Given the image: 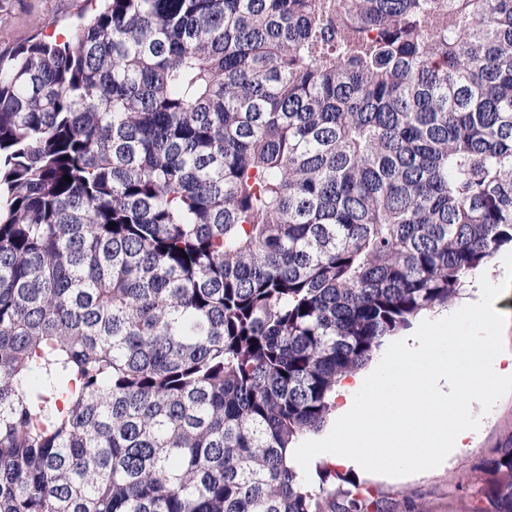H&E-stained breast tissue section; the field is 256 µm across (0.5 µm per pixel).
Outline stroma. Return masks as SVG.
Returning <instances> with one entry per match:
<instances>
[{"mask_svg": "<svg viewBox=\"0 0 512 512\" xmlns=\"http://www.w3.org/2000/svg\"><path fill=\"white\" fill-rule=\"evenodd\" d=\"M89 0H0V49L11 48L39 33L50 36L70 32L80 13L89 11ZM512 266V248L503 247L490 267L482 273L500 293L499 335L505 353H512V288L502 280L505 267ZM480 423L473 439L458 449L450 466L391 479L379 474L358 472L342 466L323 471V459L313 449L320 440L312 433L297 454L301 472L316 486L344 491L351 485L368 487L385 501L388 512H462L477 489V468L494 449L512 445V384L503 386L492 407H479Z\"/></svg>", "mask_w": 512, "mask_h": 512, "instance_id": "obj_1", "label": "stroma"}]
</instances>
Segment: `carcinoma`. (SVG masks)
<instances>
[{
    "label": "carcinoma",
    "instance_id": "cac0c4a2",
    "mask_svg": "<svg viewBox=\"0 0 512 512\" xmlns=\"http://www.w3.org/2000/svg\"><path fill=\"white\" fill-rule=\"evenodd\" d=\"M507 243L512 0H103L0 50V512H385L294 451Z\"/></svg>",
    "mask_w": 512,
    "mask_h": 512
}]
</instances>
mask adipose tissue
Returning <instances> with one entry per match:
<instances>
[{
    "label": "adipose tissue",
    "instance_id": "obj_1",
    "mask_svg": "<svg viewBox=\"0 0 512 512\" xmlns=\"http://www.w3.org/2000/svg\"><path fill=\"white\" fill-rule=\"evenodd\" d=\"M462 318L480 335L444 322L409 334L386 353L372 377L356 374L336 387L341 403L326 450L332 463L391 475L444 462L474 432L475 404L512 382L491 308L472 304Z\"/></svg>",
    "mask_w": 512,
    "mask_h": 512
}]
</instances>
